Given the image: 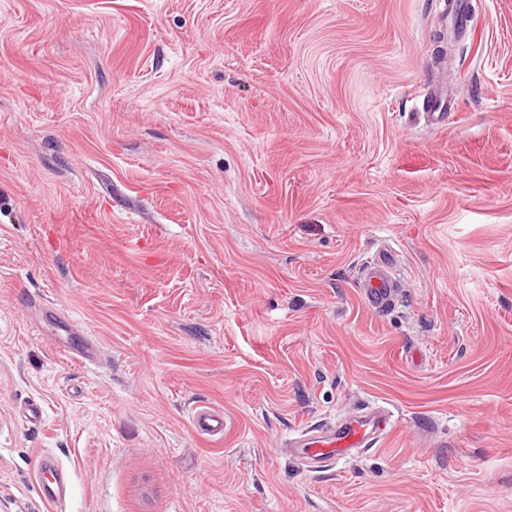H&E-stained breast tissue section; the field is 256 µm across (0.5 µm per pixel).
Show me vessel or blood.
<instances>
[{"mask_svg": "<svg viewBox=\"0 0 512 512\" xmlns=\"http://www.w3.org/2000/svg\"><path fill=\"white\" fill-rule=\"evenodd\" d=\"M361 295L368 307L383 313L395 306L401 292L400 282L392 274L391 259L379 253L363 267L360 277ZM390 412L381 408L345 418L329 429L293 442V451L316 468L368 451L390 426ZM194 429L203 435L224 432V416L208 408L196 409L192 417Z\"/></svg>", "mask_w": 512, "mask_h": 512, "instance_id": "1", "label": "vessel or blood"}]
</instances>
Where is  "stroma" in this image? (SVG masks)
Wrapping results in <instances>:
<instances>
[{
  "mask_svg": "<svg viewBox=\"0 0 512 512\" xmlns=\"http://www.w3.org/2000/svg\"><path fill=\"white\" fill-rule=\"evenodd\" d=\"M470 2L0 0V512H512V0ZM379 253L363 267L360 277L361 295L368 307L383 313L395 306L401 292L400 282L392 274L388 252ZM192 425L200 434L221 435L224 433V415L209 408H198L192 416ZM392 415L382 408L341 419L323 432L299 438L290 446L313 468H326L352 455L368 451L390 426Z\"/></svg>",
  "mask_w": 512,
  "mask_h": 512,
  "instance_id": "35a3bbf8",
  "label": "stroma"
}]
</instances>
